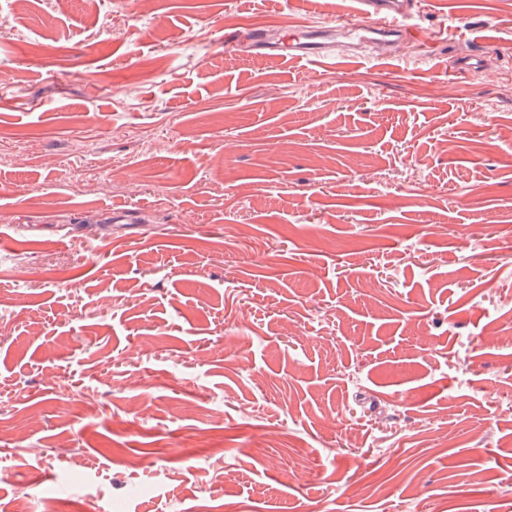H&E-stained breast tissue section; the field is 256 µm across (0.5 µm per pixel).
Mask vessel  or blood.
<instances>
[{
    "mask_svg": "<svg viewBox=\"0 0 512 512\" xmlns=\"http://www.w3.org/2000/svg\"><path fill=\"white\" fill-rule=\"evenodd\" d=\"M356 19L339 25L302 27L290 31L281 51L298 59L325 55L336 39L345 42L369 40L411 41L418 37L417 28L405 25L397 0H358Z\"/></svg>",
    "mask_w": 512,
    "mask_h": 512,
    "instance_id": "obj_1",
    "label": "vessel or blood"
}]
</instances>
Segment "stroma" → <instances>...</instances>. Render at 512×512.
Returning <instances> with one entry per match:
<instances>
[{
  "instance_id": "obj_1",
  "label": "stroma",
  "mask_w": 512,
  "mask_h": 512,
  "mask_svg": "<svg viewBox=\"0 0 512 512\" xmlns=\"http://www.w3.org/2000/svg\"><path fill=\"white\" fill-rule=\"evenodd\" d=\"M353 12L0 0V512H512V0ZM358 16L343 24L308 26L290 31L282 40L280 55L309 59L325 55L336 43V37L347 43L369 40L411 41L420 32L403 23L397 0H358Z\"/></svg>"
}]
</instances>
